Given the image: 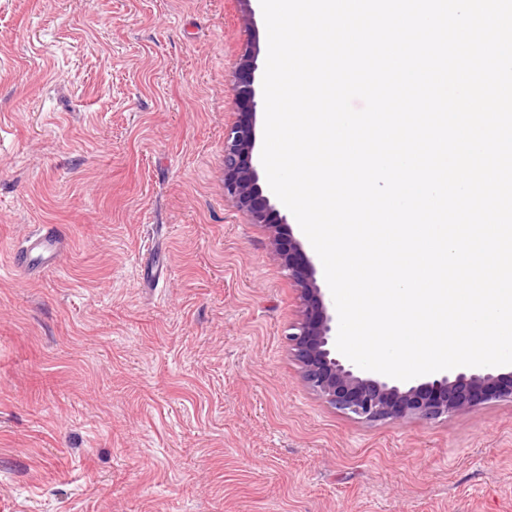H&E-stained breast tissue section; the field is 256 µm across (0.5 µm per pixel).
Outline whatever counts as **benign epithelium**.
<instances>
[{
	"mask_svg": "<svg viewBox=\"0 0 512 512\" xmlns=\"http://www.w3.org/2000/svg\"><path fill=\"white\" fill-rule=\"evenodd\" d=\"M258 55V45L247 43L233 71L236 101L243 118L224 133V196L249 223L264 225L271 244L277 247L285 220L278 217L270 198L263 195L255 154ZM285 262L300 293V319L289 341L302 378L341 413L366 422L431 421L463 413L483 399L512 398V374L495 375L485 367L408 386L391 377L372 376L346 361L336 348V316L328 311L314 266L299 241L288 239Z\"/></svg>",
	"mask_w": 512,
	"mask_h": 512,
	"instance_id": "1",
	"label": "benign epithelium"
}]
</instances>
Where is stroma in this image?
Masks as SVG:
<instances>
[{"label":"stroma","mask_w":512,"mask_h":512,"mask_svg":"<svg viewBox=\"0 0 512 512\" xmlns=\"http://www.w3.org/2000/svg\"><path fill=\"white\" fill-rule=\"evenodd\" d=\"M252 39L238 0H0V512H512V399L369 423L303 381L224 196ZM62 245L63 238L56 228L47 227L43 233L30 240L25 250L14 253V263L21 269L30 270L32 268L31 262L38 259L41 266L51 267L62 251Z\"/></svg>","instance_id":"stroma-1"}]
</instances>
